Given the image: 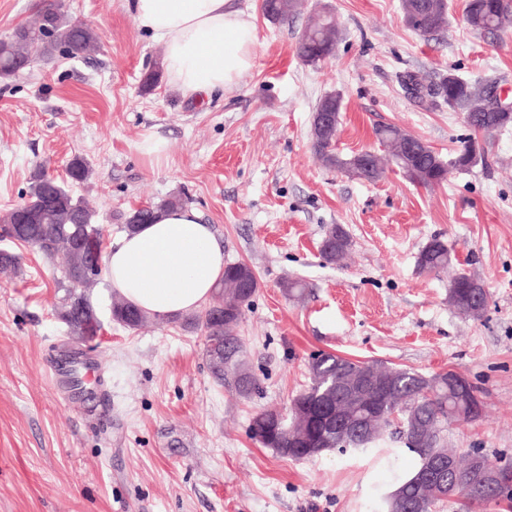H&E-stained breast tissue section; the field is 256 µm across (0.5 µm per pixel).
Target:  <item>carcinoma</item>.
<instances>
[{"label":"carcinoma","mask_w":512,"mask_h":512,"mask_svg":"<svg viewBox=\"0 0 512 512\" xmlns=\"http://www.w3.org/2000/svg\"><path fill=\"white\" fill-rule=\"evenodd\" d=\"M302 0H262L263 14L272 22L283 21L299 11ZM405 24L422 36H433L448 26V0H402ZM465 19L470 28L479 33H491L512 25V0H467ZM99 33L75 20L66 13L62 0H43L35 19L15 28L8 36L0 38V78L16 75L14 60L28 56L34 61L52 58L56 51L75 52L80 57L99 42ZM338 35L331 16L317 15L301 33L295 46L300 61L308 66H317L335 54ZM443 90L442 99L448 109L455 112L473 113L484 111L489 81L472 82L455 73L444 74L438 79ZM312 148L322 163L359 178L375 181L385 173V165L378 154L364 151L343 159L329 148L336 139L338 127L331 132L320 129L311 122ZM375 137L387 153V162L403 173L410 181L424 187L439 185L447 180L452 170L466 171L471 168L469 156L473 141L463 143L460 149L443 160L428 147L410 157L406 154L409 134L391 125L375 129ZM30 208L39 214V221L29 227V236L22 243L37 245V250L51 261L60 260L65 284L60 301V316L68 324L73 336L84 339L95 333V328L86 321L85 307L90 301L85 291L72 286L77 275L89 263L99 261L93 244H88L83 255L72 248L71 235L77 224L96 226V213L81 198L75 197L64 184L48 180L42 170H37L29 186ZM184 205L180 197H169L158 204L140 208L125 217L123 228L135 232L139 225L149 224L154 211ZM351 245L348 234L339 226L331 228L321 257L329 263L339 262ZM452 262L448 243L441 238L430 239L420 250L417 267L428 274H438ZM251 275L244 263H230L224 271V280L217 286L216 303L198 314L183 318L184 325L202 326L206 333L204 355L208 370L220 385L224 378L232 376L235 390L247 397L259 390L257 379L249 371L244 359L243 341L233 334V328L241 321L243 311L216 318L224 311V302L238 293L242 279ZM452 306L459 312L471 309L476 297L487 302L486 289L475 286L469 273L459 272L450 282ZM112 318L129 329H138L149 319L139 309L122 299L112 304ZM371 374L391 377L395 382L392 399L378 407L377 411L364 418L372 421L383 431L390 426L394 415L402 418L404 438H412L422 454L418 455L417 469L424 466L423 455L437 457L455 456L447 448L445 431L452 422H469L470 394H460L448 385V375L453 370L426 377L413 369L383 367L376 361H360L338 354H322L308 364L310 386L297 395L292 403L304 407L301 414L286 416L276 409H267L256 414L251 421L252 437L262 446L273 449L282 457L300 460L319 456L334 448L359 449L379 438V435L348 437L341 440L321 438L314 448L306 449L311 435L318 430L316 415L320 408L336 401L342 393V382L355 368ZM459 469L448 476V480L429 485L421 495V501L413 503L412 495L419 473L398 478L391 490L380 497L381 512H432L433 507L452 496L459 498V512H476L496 499L484 484L479 474L468 467L467 457L458 458Z\"/></svg>","instance_id":"carcinoma-1"}]
</instances>
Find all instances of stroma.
<instances>
[{"mask_svg":"<svg viewBox=\"0 0 512 512\" xmlns=\"http://www.w3.org/2000/svg\"><path fill=\"white\" fill-rule=\"evenodd\" d=\"M64 4L101 41L86 58L58 55L0 81V213L26 200L41 166L96 210L108 242L122 233L119 214L182 197L223 238L226 260L258 278L237 334L259 390L243 397L232 381H213L202 328L114 322L103 276L89 292L100 327L78 340L56 309L58 268L0 239L23 257L19 273H0V512H370L416 464L395 434L374 451L291 461L249 432L256 412L308 388L318 352L427 376L456 371L483 413L449 425V447L512 467V130L490 137L484 164L427 188L391 171L371 182L326 167L311 146L312 112L337 93L340 157L379 151V124L448 157L473 129L463 113L410 95L401 77L427 85L453 72L512 94V26L473 32L466 0H448V26L429 38L405 25L401 0H307L281 22L264 17L261 0H234L256 25L255 64L233 89L197 100L163 73L145 86L163 50L123 0ZM323 10L339 32L336 54L306 66L295 42ZM151 136L166 140L162 157L142 152ZM76 157L91 170L86 182L68 176ZM335 225L351 246L328 264L320 245ZM435 236L454 271L488 290L481 320L449 305V274L418 270ZM290 279L305 283L302 300L284 295ZM78 354L99 367L60 393L51 368Z\"/></svg>","mask_w":512,"mask_h":512,"instance_id":"1","label":"stroma"}]
</instances>
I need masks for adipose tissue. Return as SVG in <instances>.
Masks as SVG:
<instances>
[{"label": "adipose tissue", "instance_id": "adipose-tissue-1", "mask_svg": "<svg viewBox=\"0 0 512 512\" xmlns=\"http://www.w3.org/2000/svg\"><path fill=\"white\" fill-rule=\"evenodd\" d=\"M138 28L164 48L163 67L183 95L232 89L255 61L257 34L232 0H126ZM113 290L151 316L194 313L224 277V244L192 207L159 209L153 223L112 241Z\"/></svg>", "mask_w": 512, "mask_h": 512}]
</instances>
